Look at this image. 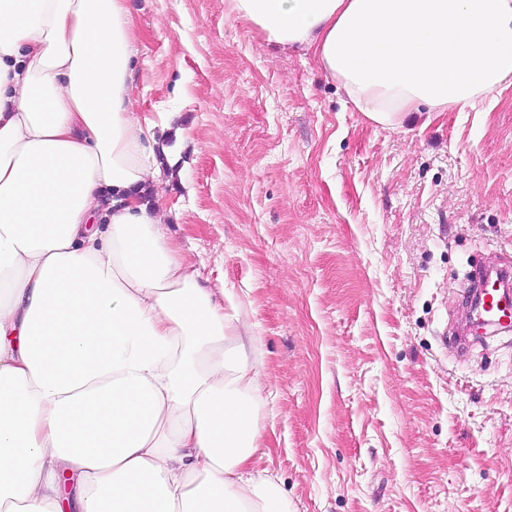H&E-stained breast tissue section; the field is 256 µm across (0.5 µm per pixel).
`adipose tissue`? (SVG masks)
I'll use <instances>...</instances> for the list:
<instances>
[{
	"label": "adipose tissue",
	"mask_w": 512,
	"mask_h": 512,
	"mask_svg": "<svg viewBox=\"0 0 512 512\" xmlns=\"http://www.w3.org/2000/svg\"><path fill=\"white\" fill-rule=\"evenodd\" d=\"M372 122L512 87V0H227ZM126 0H0V512H287L255 337L146 199Z\"/></svg>",
	"instance_id": "1"
}]
</instances>
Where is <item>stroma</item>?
<instances>
[{"label": "stroma", "instance_id": "35a3bbf8", "mask_svg": "<svg viewBox=\"0 0 512 512\" xmlns=\"http://www.w3.org/2000/svg\"><path fill=\"white\" fill-rule=\"evenodd\" d=\"M127 7L163 230L257 338L255 468L289 512H512V332L454 339L512 266V88L391 130L225 0Z\"/></svg>", "mask_w": 512, "mask_h": 512}]
</instances>
